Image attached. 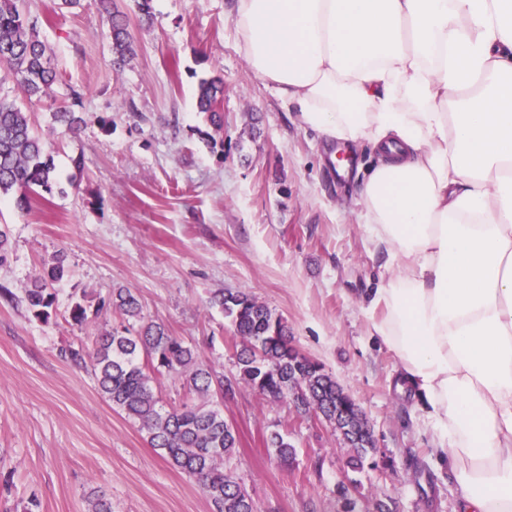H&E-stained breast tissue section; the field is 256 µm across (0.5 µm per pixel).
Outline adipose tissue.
Wrapping results in <instances>:
<instances>
[{
	"instance_id": "adipose-tissue-1",
	"label": "adipose tissue",
	"mask_w": 512,
	"mask_h": 512,
	"mask_svg": "<svg viewBox=\"0 0 512 512\" xmlns=\"http://www.w3.org/2000/svg\"><path fill=\"white\" fill-rule=\"evenodd\" d=\"M254 74L376 162L359 219L393 276L373 324L462 512H512V0H231Z\"/></svg>"
}]
</instances>
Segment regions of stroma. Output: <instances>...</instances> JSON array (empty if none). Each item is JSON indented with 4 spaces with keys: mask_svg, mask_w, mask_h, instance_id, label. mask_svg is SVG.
Instances as JSON below:
<instances>
[{
    "mask_svg": "<svg viewBox=\"0 0 512 512\" xmlns=\"http://www.w3.org/2000/svg\"><path fill=\"white\" fill-rule=\"evenodd\" d=\"M113 3L136 52L120 70L105 12L27 0L59 79L24 109L50 146L58 186L24 211L0 203L10 238L0 288L15 295L0 297V512H22L32 498L39 512H88L97 495L112 512H211L197 483L99 391L93 366L60 355L68 346L93 350L99 332L120 322L114 311L81 327L68 317L75 301L115 288L134 292L146 320L164 323L228 377L236 373L232 326L209 300L249 293L282 316L293 345L364 412L378 465L355 475L328 422L245 385L225 399L238 443L224 466L257 512H341L342 482L358 512H375L379 499L393 512H459L461 489L437 461L427 407L399 390L397 358L372 335L367 304L386 255L367 246L348 201L371 150L358 152L345 177L326 163L322 138L250 69L230 0H151L146 23L135 0ZM217 74L219 132L196 109L200 82ZM74 90L85 123L73 133L51 114ZM59 253L70 275L54 283L57 316L44 323L19 296ZM274 431L297 450L291 466L266 446Z\"/></svg>",
    "mask_w": 512,
    "mask_h": 512,
    "instance_id": "stroma-1",
    "label": "stroma"
}]
</instances>
